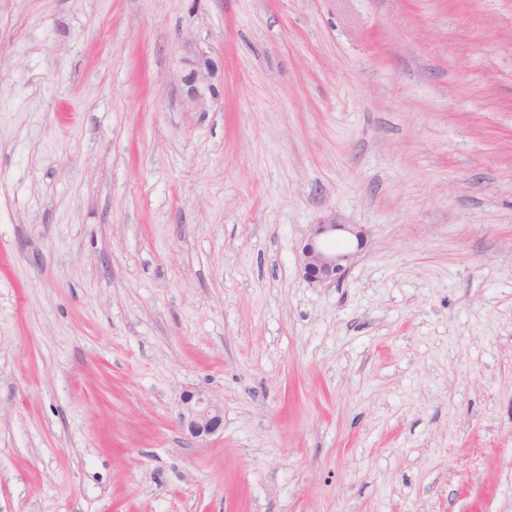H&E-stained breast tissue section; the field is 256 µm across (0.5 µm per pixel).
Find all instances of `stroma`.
Segmentation results:
<instances>
[{
  "instance_id": "1",
  "label": "stroma",
  "mask_w": 512,
  "mask_h": 512,
  "mask_svg": "<svg viewBox=\"0 0 512 512\" xmlns=\"http://www.w3.org/2000/svg\"><path fill=\"white\" fill-rule=\"evenodd\" d=\"M0 512H512V0H0ZM186 66L182 76V96L184 103L192 109H203L206 104V91L211 92L210 79L214 75L213 63L202 56L185 58ZM342 236V246L336 237ZM365 230L359 224H337L336 217L312 225L301 246V271L311 284L336 282L344 276L365 242ZM177 423L188 437L204 441L223 429L224 403L205 390H183Z\"/></svg>"
}]
</instances>
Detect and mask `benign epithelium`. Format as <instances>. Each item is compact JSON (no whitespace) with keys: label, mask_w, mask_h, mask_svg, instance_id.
Wrapping results in <instances>:
<instances>
[{"label":"benign epithelium","mask_w":512,"mask_h":512,"mask_svg":"<svg viewBox=\"0 0 512 512\" xmlns=\"http://www.w3.org/2000/svg\"><path fill=\"white\" fill-rule=\"evenodd\" d=\"M182 76L184 103L202 109L206 92L211 90L213 63L202 56L184 59ZM365 230L359 224H338L331 218L312 225L301 246V271L311 284L335 282L344 276L365 242ZM178 426L193 440L204 441L223 429L224 403L209 392L186 389L179 396Z\"/></svg>","instance_id":"obj_1"}]
</instances>
